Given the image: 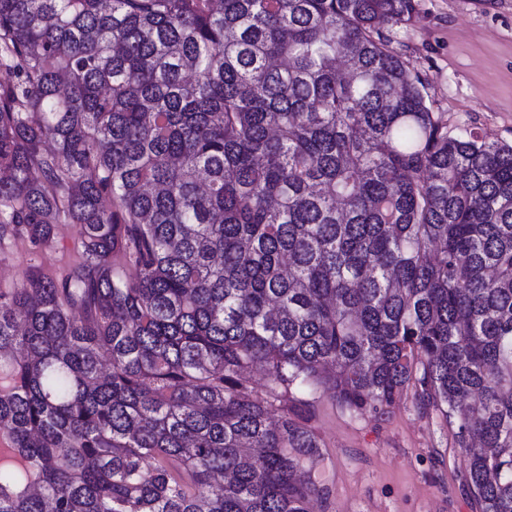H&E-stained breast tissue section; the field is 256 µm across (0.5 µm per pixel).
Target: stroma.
Segmentation results:
<instances>
[{"label": "stroma", "mask_w": 512, "mask_h": 512, "mask_svg": "<svg viewBox=\"0 0 512 512\" xmlns=\"http://www.w3.org/2000/svg\"><path fill=\"white\" fill-rule=\"evenodd\" d=\"M389 35L449 135L474 129L512 145V0H418L417 18ZM80 258L73 224L46 245L15 240L0 247V291L20 287L35 267L64 275ZM309 402L329 490L312 512H475L455 425L420 409L413 391L382 416L350 412L325 393Z\"/></svg>", "instance_id": "obj_1"}]
</instances>
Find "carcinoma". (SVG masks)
Returning a JSON list of instances; mask_svg holds the SVG:
<instances>
[{"label": "carcinoma", "instance_id": "carcinoma-1", "mask_svg": "<svg viewBox=\"0 0 512 512\" xmlns=\"http://www.w3.org/2000/svg\"><path fill=\"white\" fill-rule=\"evenodd\" d=\"M416 17L0 0V246L82 247L0 292V512H310L295 392L409 387L512 512V145L448 135L385 33Z\"/></svg>", "mask_w": 512, "mask_h": 512}]
</instances>
